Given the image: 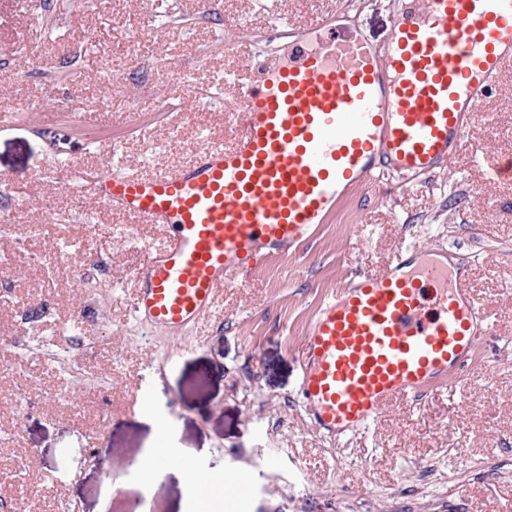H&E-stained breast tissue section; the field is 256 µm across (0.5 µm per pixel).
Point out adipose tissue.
<instances>
[{
	"mask_svg": "<svg viewBox=\"0 0 512 512\" xmlns=\"http://www.w3.org/2000/svg\"><path fill=\"white\" fill-rule=\"evenodd\" d=\"M137 470L142 483H152L163 473L193 491L206 484L225 487L227 478L224 470L205 471L198 466L195 458L174 455L172 449L163 442L145 453L137 464Z\"/></svg>",
	"mask_w": 512,
	"mask_h": 512,
	"instance_id": "obj_1",
	"label": "adipose tissue"
}]
</instances>
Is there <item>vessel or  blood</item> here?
Wrapping results in <instances>:
<instances>
[{
  "instance_id": "b4317fda",
  "label": "vessel or blood",
  "mask_w": 512,
  "mask_h": 512,
  "mask_svg": "<svg viewBox=\"0 0 512 512\" xmlns=\"http://www.w3.org/2000/svg\"><path fill=\"white\" fill-rule=\"evenodd\" d=\"M389 24L382 48L325 16L316 47L298 32L287 62L238 76L232 145L171 172L115 167L86 182L99 206L164 229L132 272L137 320L184 333L224 288L315 239L376 174L410 188L453 170L473 112L512 64V0H396ZM492 330L447 250L401 246L317 306L301 394L320 429L362 432L394 401L466 389L463 367Z\"/></svg>"
}]
</instances>
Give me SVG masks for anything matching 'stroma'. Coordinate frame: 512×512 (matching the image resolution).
Returning <instances> with one entry per match:
<instances>
[{"instance_id": "stroma-1", "label": "stroma", "mask_w": 512, "mask_h": 512, "mask_svg": "<svg viewBox=\"0 0 512 512\" xmlns=\"http://www.w3.org/2000/svg\"><path fill=\"white\" fill-rule=\"evenodd\" d=\"M394 2L0 0V101L24 114L0 131V212L13 215L0 227L13 282L0 297L4 512H512V181L491 173L512 156V64L453 172L408 192L392 175L361 186L302 253L226 288L177 336L133 313L130 272L162 230L141 224L118 242L127 217L60 179L63 161L78 179L115 163L160 174L231 145L229 78L245 62L225 42L257 35L263 56L281 58L294 32L341 9L377 43ZM163 11L172 22L159 23ZM134 32L160 33L170 58L146 54ZM69 102L89 122L75 123ZM404 242L448 249L495 330L464 392L396 402L361 436L327 435L299 391L304 326L350 261L381 272ZM148 390L169 447L205 469L247 472L250 492L191 494L162 475L136 509L134 469L157 441L136 405Z\"/></svg>"}]
</instances>
